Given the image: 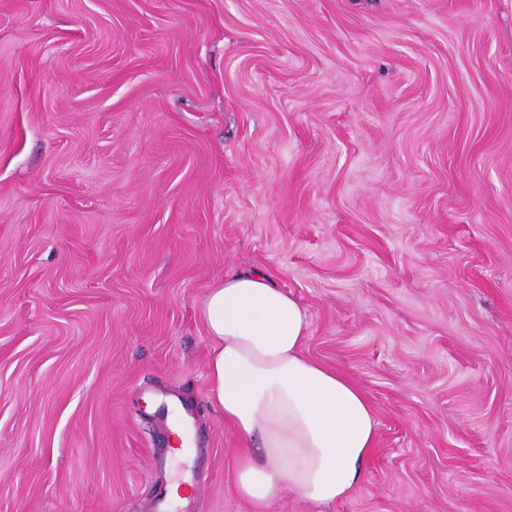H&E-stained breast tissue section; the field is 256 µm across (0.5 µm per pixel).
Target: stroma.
Segmentation results:
<instances>
[{
  "instance_id": "35a3bbf8",
  "label": "stroma",
  "mask_w": 512,
  "mask_h": 512,
  "mask_svg": "<svg viewBox=\"0 0 512 512\" xmlns=\"http://www.w3.org/2000/svg\"><path fill=\"white\" fill-rule=\"evenodd\" d=\"M259 270L369 395L330 504L512 512V0H0V512H255L199 311Z\"/></svg>"
}]
</instances>
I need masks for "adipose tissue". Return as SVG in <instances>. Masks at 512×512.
Masks as SVG:
<instances>
[{"label": "adipose tissue", "instance_id": "adipose-tissue-1", "mask_svg": "<svg viewBox=\"0 0 512 512\" xmlns=\"http://www.w3.org/2000/svg\"><path fill=\"white\" fill-rule=\"evenodd\" d=\"M208 398L241 441L235 488L255 507L285 488L315 503L347 498L377 438L368 395L304 352L305 307L257 270L230 271L201 308Z\"/></svg>", "mask_w": 512, "mask_h": 512}]
</instances>
